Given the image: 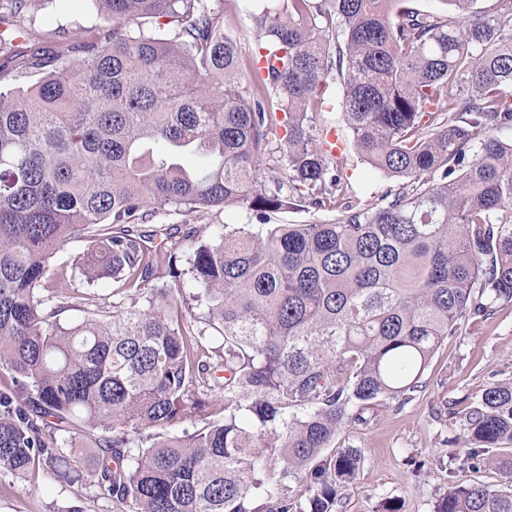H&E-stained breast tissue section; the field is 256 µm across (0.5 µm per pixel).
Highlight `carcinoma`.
<instances>
[{"mask_svg":"<svg viewBox=\"0 0 512 512\" xmlns=\"http://www.w3.org/2000/svg\"><path fill=\"white\" fill-rule=\"evenodd\" d=\"M111 26L65 33V58L0 90V470L44 465L124 512H336L381 402L423 388L472 320L512 304V0H275L244 51L207 0H91ZM24 66L45 68L22 24ZM338 91L332 95V91ZM338 99L336 118L326 103ZM401 179L367 202L330 135ZM283 172L267 186L258 163ZM330 220L269 224L304 205ZM247 208L187 257L172 214ZM88 242L87 288L112 309L71 323L58 249ZM213 395L222 416L170 432ZM443 449L476 468L512 442V382L461 409ZM85 438V462L64 454ZM433 512H512V483L452 481Z\"/></svg>","mask_w":512,"mask_h":512,"instance_id":"1","label":"carcinoma"}]
</instances>
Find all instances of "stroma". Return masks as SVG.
I'll list each match as a JSON object with an SVG mask.
<instances>
[{
  "label": "stroma",
  "instance_id": "obj_1",
  "mask_svg": "<svg viewBox=\"0 0 512 512\" xmlns=\"http://www.w3.org/2000/svg\"><path fill=\"white\" fill-rule=\"evenodd\" d=\"M260 0H209L224 28L242 46L253 43V20ZM25 15L31 20L47 57H54V29L60 26L104 29L90 0H29ZM171 223L186 224L200 235L217 224H249L245 209L228 207L185 217L171 215ZM424 388L404 404L375 406L363 425L346 428L337 442L364 451L357 479L340 491L339 512H376L381 499L399 500L402 512H432L433 503L449 488L448 472L439 464L447 439L462 432L459 419L449 417L451 401L477 399L494 382H512V305L468 324L449 337L429 364ZM422 461L413 475L410 459ZM0 512H120L96 489L59 482L41 467L18 477L0 471Z\"/></svg>",
  "mask_w": 512,
  "mask_h": 512
}]
</instances>
